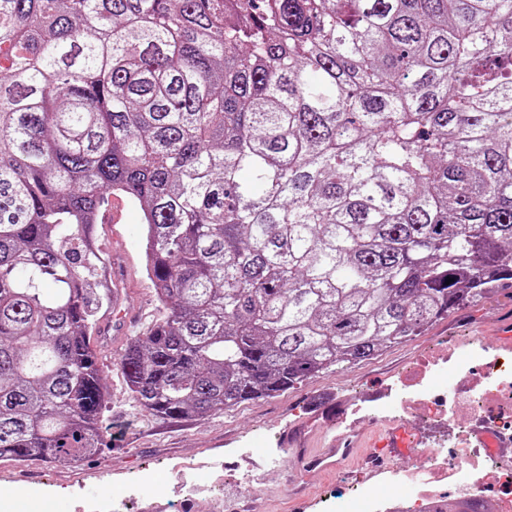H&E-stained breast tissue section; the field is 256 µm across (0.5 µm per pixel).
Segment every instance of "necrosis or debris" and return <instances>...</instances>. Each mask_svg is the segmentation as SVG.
Listing matches in <instances>:
<instances>
[{
    "instance_id": "1",
    "label": "necrosis or debris",
    "mask_w": 512,
    "mask_h": 512,
    "mask_svg": "<svg viewBox=\"0 0 512 512\" xmlns=\"http://www.w3.org/2000/svg\"><path fill=\"white\" fill-rule=\"evenodd\" d=\"M498 344L476 339L473 349L411 376L402 388H388L375 401L376 409L415 399L428 425H454L484 418L512 429V365L500 364ZM387 493L360 486L347 498L343 512H431L442 485L461 499L498 492L497 512H512V466L499 464L491 454L472 449L465 435L447 448L418 449L410 463L390 473Z\"/></svg>"
}]
</instances>
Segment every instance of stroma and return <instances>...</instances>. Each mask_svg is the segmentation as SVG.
Listing matches in <instances>:
<instances>
[{
    "label": "stroma",
    "instance_id": "35a3bbf8",
    "mask_svg": "<svg viewBox=\"0 0 512 512\" xmlns=\"http://www.w3.org/2000/svg\"><path fill=\"white\" fill-rule=\"evenodd\" d=\"M108 204L113 221L98 225L97 235L134 314L123 333L99 347L107 390L104 420L112 447L78 463L32 459L0 464V471L15 480L16 490H34L60 512H76L79 497L87 493L81 475L88 469L103 470L107 483L117 489L135 488L144 475H152L155 487L163 491L164 512H232L242 501L256 503L258 512H324L357 481L346 467L333 473L314 471L307 498L294 499L287 486L289 467L281 455L284 427L305 426L308 447L317 449L323 438L311 417L320 407L340 400L352 407L362 404L411 369L457 355L475 336L499 340L502 353L512 354V287L506 286L453 311L406 343L309 378L279 396L211 416L156 420L136 407L116 369L126 345L158 314L142 258L140 214L120 195L110 197Z\"/></svg>",
    "mask_w": 512,
    "mask_h": 512
}]
</instances>
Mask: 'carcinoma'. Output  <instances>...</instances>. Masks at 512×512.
<instances>
[{"mask_svg":"<svg viewBox=\"0 0 512 512\" xmlns=\"http://www.w3.org/2000/svg\"><path fill=\"white\" fill-rule=\"evenodd\" d=\"M161 421L273 398L512 286V0H0V461L111 448L106 193ZM438 512H491L481 498Z\"/></svg>","mask_w":512,"mask_h":512,"instance_id":"cac0c4a2","label":"carcinoma"}]
</instances>
